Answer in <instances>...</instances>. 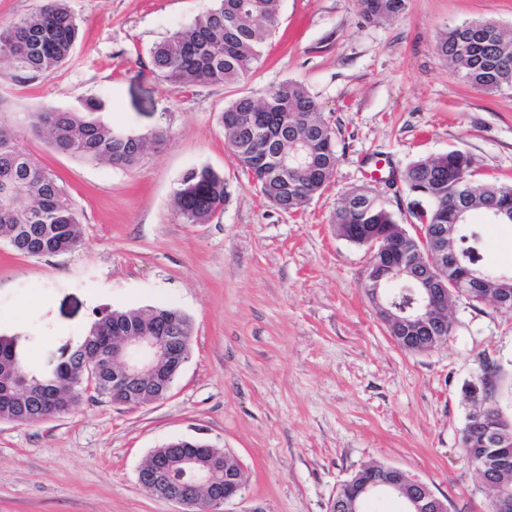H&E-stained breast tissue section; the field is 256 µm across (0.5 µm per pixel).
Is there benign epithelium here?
<instances>
[{"mask_svg": "<svg viewBox=\"0 0 512 512\" xmlns=\"http://www.w3.org/2000/svg\"><path fill=\"white\" fill-rule=\"evenodd\" d=\"M412 237L421 258L401 261L402 272L410 276L419 288V298L411 309H397L375 293L374 304L384 325L402 315L410 329L399 331L393 340L402 349L413 346H429L438 337L429 336L421 341L415 331L422 329H446L447 319L439 306L448 301V281H463V294L469 299H493L502 311L512 312V294L503 291L495 296L487 294L493 279L484 277L461 265V256H468L469 264H475L472 253L457 250L455 242L459 233L456 224H412ZM185 361L172 345L160 336L140 334L122 336L112 344V404H140L144 401H161L169 394L173 380L180 373ZM475 428L483 432L482 448H508L512 438L505 435L502 426L494 418L476 417L467 425L465 434ZM224 471V486L215 484L214 473ZM243 465L227 470L224 468V452L218 451L207 462L189 456H175L163 469L154 462L142 466L138 481L142 487L153 490L158 496L177 506L179 512H194L197 508L195 492L200 488L209 491L202 512H222L224 504L241 495L245 483L240 481ZM482 482L494 492L492 510L512 512V492L505 491L492 475L481 476ZM412 489L402 490V485L391 474L370 473L362 492L368 499L379 494L398 498L404 512H448L446 502L439 498L429 485L419 479L411 480Z\"/></svg>", "mask_w": 512, "mask_h": 512, "instance_id": "benign-epithelium-1", "label": "benign epithelium"}]
</instances>
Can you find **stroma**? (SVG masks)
<instances>
[{"label": "stroma", "instance_id": "stroma-1", "mask_svg": "<svg viewBox=\"0 0 512 512\" xmlns=\"http://www.w3.org/2000/svg\"><path fill=\"white\" fill-rule=\"evenodd\" d=\"M79 27L50 75L17 78L0 57V123L60 175L80 213L83 245L28 257L0 243V333L31 337L30 365L85 335L98 312L166 305L193 322L190 355L168 397L143 405L84 402L37 425L0 421V512H176L142 488L150 451L206 439L246 466L224 512H329L336 489L366 465L395 467L447 498L448 512H489L491 492L460 444L467 387L484 361L499 368L497 406L512 418V314L458 299L446 341L397 346L363 289L368 247L341 236L343 194L374 185L399 223L411 198L372 183L459 149L475 177L512 184V90L466 85L437 51L449 26L512 28V0H406L370 20L361 0H282L280 23L241 81L178 91L152 78V48L213 0H66ZM304 84L332 128L338 162L320 196L295 213L256 189L224 145L220 115L243 94ZM112 105L113 128H166L161 151L115 168L70 157L34 137L40 104ZM208 165L229 196L207 224L172 208L183 173ZM487 270L512 267V224L474 221Z\"/></svg>", "mask_w": 512, "mask_h": 512}]
</instances>
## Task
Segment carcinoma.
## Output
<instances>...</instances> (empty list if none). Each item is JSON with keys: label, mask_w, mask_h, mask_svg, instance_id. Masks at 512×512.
<instances>
[{"label": "carcinoma", "mask_w": 512, "mask_h": 512, "mask_svg": "<svg viewBox=\"0 0 512 512\" xmlns=\"http://www.w3.org/2000/svg\"><path fill=\"white\" fill-rule=\"evenodd\" d=\"M282 0H217L216 6L195 22L178 29L151 50L153 78L175 89L237 82L252 69L265 40L279 24ZM368 17L394 18L405 0H363ZM78 27L64 0H44L39 9L7 26H0V53L20 73L50 75L69 58ZM448 67L468 85L495 93L512 90V31L486 21L451 26L437 44ZM105 102L85 99L81 108L60 109L44 103L30 131L56 151L113 167L132 168L150 150L160 149L167 131L128 134L112 128L102 113ZM224 144L247 172L259 192L274 206L293 212L321 194L337 165L334 133L321 117L319 105L298 81H285L261 98L242 95L224 108L220 117ZM471 157L450 150L411 163L401 181L409 193L427 204L416 218L429 224H454L460 207L466 221L483 215L487 199L512 218V185L477 184L471 179ZM369 198L350 206V196ZM224 175L208 165L186 171L174 195L177 214L187 224H207L224 210ZM333 223L352 243L363 237L385 236L389 262L398 264L415 255L416 245L392 231L397 223L388 202L369 187L347 191L336 207ZM0 243L20 255L38 257L77 250L83 243L78 209L65 183L25 148L19 135L0 124ZM384 296L401 301L413 294V285L393 268L381 283ZM154 327L156 335L186 338L193 335L191 319L174 307L115 309L101 313L77 343L66 342L59 355L37 369L27 360V336L0 335V421L36 425L52 420L41 398L64 392L63 382L74 379L86 352L109 354L112 337ZM498 367L486 365L481 381L488 386L486 412L502 419L492 403ZM112 371L100 375V385L87 399L109 402ZM182 448L208 457L207 445L173 440L151 451V457L170 456ZM461 448L480 471L492 459L461 436Z\"/></svg>", "instance_id": "cac0c4a2"}]
</instances>
